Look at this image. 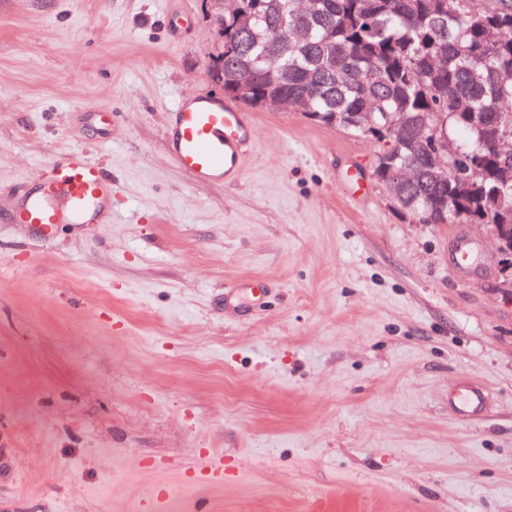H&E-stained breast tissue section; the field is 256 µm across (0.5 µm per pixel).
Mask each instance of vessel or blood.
Returning a JSON list of instances; mask_svg holds the SVG:
<instances>
[{
    "label": "vessel or blood",
    "instance_id": "b4317fda",
    "mask_svg": "<svg viewBox=\"0 0 512 512\" xmlns=\"http://www.w3.org/2000/svg\"><path fill=\"white\" fill-rule=\"evenodd\" d=\"M167 152L199 184L231 182L244 172L253 147V118L237 105L208 95L182 94L168 114ZM51 173L7 215L11 224L35 228L50 238L59 224L110 221L112 180L83 152L50 163Z\"/></svg>",
    "mask_w": 512,
    "mask_h": 512
}]
</instances>
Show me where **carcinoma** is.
Segmentation results:
<instances>
[{
    "mask_svg": "<svg viewBox=\"0 0 512 512\" xmlns=\"http://www.w3.org/2000/svg\"><path fill=\"white\" fill-rule=\"evenodd\" d=\"M243 6L253 16L251 30L232 37L256 72L249 102L270 89L308 92L314 120L334 112L349 132L374 141L375 175L412 158L424 163L428 147L412 153L396 144L390 129L400 117L409 127L440 118L453 147L448 175L438 186L410 187L401 211L420 224H512V159L491 151L493 141L512 134V10L504 0H321L306 18L294 13L293 0ZM282 24L329 33L336 70L372 74L373 97L352 80L331 78L328 47L319 39L268 42L265 31ZM360 112L374 113L381 133L367 134L357 124ZM477 161L488 176L460 182Z\"/></svg>",
    "mask_w": 512,
    "mask_h": 512,
    "instance_id": "1",
    "label": "carcinoma"
}]
</instances>
